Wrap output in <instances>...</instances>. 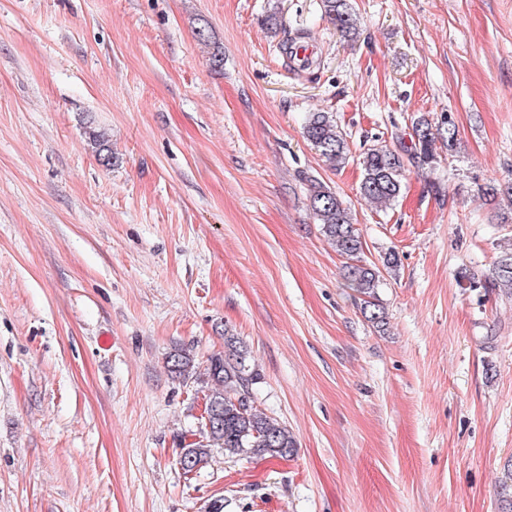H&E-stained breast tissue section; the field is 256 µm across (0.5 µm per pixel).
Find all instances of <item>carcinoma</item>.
I'll return each instance as SVG.
<instances>
[{
	"label": "carcinoma",
	"mask_w": 512,
	"mask_h": 512,
	"mask_svg": "<svg viewBox=\"0 0 512 512\" xmlns=\"http://www.w3.org/2000/svg\"><path fill=\"white\" fill-rule=\"evenodd\" d=\"M325 16L342 36L351 37L358 31L356 13L350 0H321ZM303 136L319 155L335 170L348 160L347 140L331 112H314L303 125ZM455 124L444 118L433 127L424 115L411 119L408 137H400L397 145L375 146L360 159L362 179L360 195L377 205H388L402 193L405 167H431L436 162L435 142L445 138L448 150L456 144ZM91 144L106 166L112 165L108 135L94 131ZM310 208L327 240L336 252L347 257L343 279L354 292L361 311L378 330L387 325V314L378 296L380 271L362 262L364 243L353 222V216L343 199L328 184L318 178H306ZM478 193L490 204L500 199L512 200V181L501 184L489 182ZM493 285L512 295V248L501 252L494 265ZM166 367L172 377L187 380L197 375L198 366L191 350L175 348L166 357ZM205 382L211 390L205 398V411L211 415V426L204 429L205 438L181 448L188 457L183 473L203 468L213 449H224L229 457L289 458L294 455L297 440L284 425L267 416L255 406L252 387L258 373L250 364V352L229 328L224 329V352L211 356L205 368Z\"/></svg>",
	"instance_id": "obj_1"
}]
</instances>
